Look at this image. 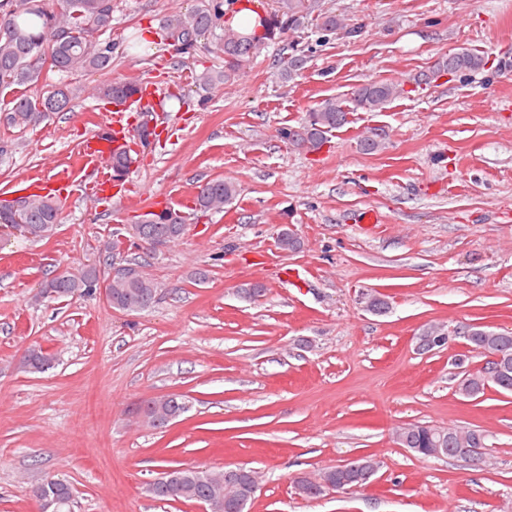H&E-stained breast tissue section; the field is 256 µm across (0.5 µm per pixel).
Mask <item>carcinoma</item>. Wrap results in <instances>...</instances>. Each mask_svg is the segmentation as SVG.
Returning <instances> with one entry per match:
<instances>
[{"mask_svg": "<svg viewBox=\"0 0 512 512\" xmlns=\"http://www.w3.org/2000/svg\"><path fill=\"white\" fill-rule=\"evenodd\" d=\"M313 9L311 0H277V9L261 21L262 31L240 32L230 25L222 29L216 49L224 55V69L204 71L195 78L202 88H210L234 79L250 57L263 49L276 34L297 31ZM112 0H0V95L9 96V107L0 117L6 130L25 129L46 112H65L75 96V89L63 81L53 82L51 76L75 72H102L112 69V42L102 36L112 32ZM224 18L222 0H200L199 6L163 22L165 39L181 45L180 53L195 51L198 41L213 32ZM318 26L324 32L346 28L344 19L329 13L318 14ZM488 60L478 50L463 49L437 62L425 75L432 80L447 73L451 75L478 72ZM404 89L394 82H368L352 88L347 108L344 102L328 98L313 108L297 127L281 131L282 138L297 149L309 152L320 150L332 132L347 123L349 110L376 112L398 98ZM144 96L147 87L139 80L115 79L95 89L94 95L113 104H121L134 95ZM130 144L112 151V180H122L136 164L138 151L149 146L152 132L144 124L135 128ZM238 195V187L222 179H213L198 186L195 207L201 212H220ZM62 201L49 194H24L0 203V224L22 228L29 237L48 236L61 223ZM185 220L163 219L148 212L140 216L136 231L141 239L164 238L176 241L182 237ZM103 270L89 266L67 278L52 277L42 286L40 297L55 300L86 295ZM156 282L136 275L129 282L112 286V307L128 313H139L157 301ZM468 345L482 356L505 351L512 355V332L500 333L483 326L468 329ZM51 365L50 355L42 348L30 350L27 366L41 372ZM512 392V375L496 379L483 367L470 372L461 380L459 391L476 397L489 386ZM147 415L144 423L160 428L186 412V399L172 394L144 401ZM399 443L405 448H433L440 443L448 448V457L464 460L460 448L484 447L485 435L479 429L456 428L452 431L420 423L398 430ZM223 469L196 467L176 469L170 479L152 490V496L163 501H195L219 498L223 506L216 512H235L241 495L237 484L224 477ZM43 484L61 503L60 512H70L73 493L63 479L51 475Z\"/></svg>", "mask_w": 512, "mask_h": 512, "instance_id": "carcinoma-1", "label": "carcinoma"}]
</instances>
